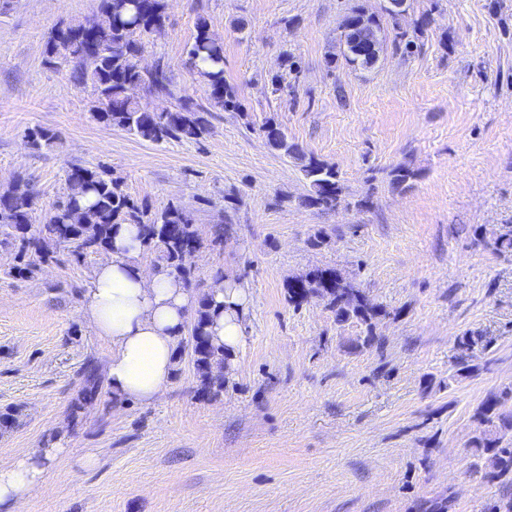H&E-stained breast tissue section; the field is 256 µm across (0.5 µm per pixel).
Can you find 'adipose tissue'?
<instances>
[{
    "mask_svg": "<svg viewBox=\"0 0 512 512\" xmlns=\"http://www.w3.org/2000/svg\"><path fill=\"white\" fill-rule=\"evenodd\" d=\"M139 228L121 224L94 268L83 293V311L96 336L112 348L103 367L117 402L157 400L177 363V341L198 297L166 267L147 268L141 260ZM215 312L208 327L214 345L235 349L243 335L249 301L247 283L216 282ZM61 447L19 452L0 467V512H20L22 504L47 482L51 461Z\"/></svg>",
    "mask_w": 512,
    "mask_h": 512,
    "instance_id": "adipose-tissue-1",
    "label": "adipose tissue"
}]
</instances>
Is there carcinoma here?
<instances>
[{"instance_id": "obj_1", "label": "carcinoma", "mask_w": 512, "mask_h": 512, "mask_svg": "<svg viewBox=\"0 0 512 512\" xmlns=\"http://www.w3.org/2000/svg\"><path fill=\"white\" fill-rule=\"evenodd\" d=\"M164 22V0H100L92 17L63 22L52 29L44 47L45 61L52 67L69 68L74 83L91 88L90 112L96 121L151 142L198 141L209 133L212 113L240 110L238 91L224 77V42L213 36L208 19L202 15L187 54L207 88L208 105L183 94L172 70L163 62H157L150 71L143 70L139 64L145 49L141 36L162 28ZM359 23L382 40L377 15L355 6L340 25L341 57L354 69H368L374 63L348 47L350 33ZM133 86L151 96L174 100V107L162 112L151 109L130 94ZM262 132L273 150L299 161L308 181L302 204L321 211L336 209L344 185L335 166L304 152L273 122H265ZM27 138L32 149L40 150L53 144L56 134L38 126L29 130ZM391 176L392 185L398 188L416 178L417 172L399 165ZM35 199L30 180L21 176L0 190V243L12 248L11 275L31 276L41 265L55 261L53 244L69 248L77 260L105 251L112 242L114 226L136 224L144 250L156 253L158 263L189 285L194 254L207 244H221L224 237V225L219 224L211 239L204 240L193 213L178 204L170 203L156 211L137 204L119 181L101 168L71 165L66 171L65 192L42 224L34 223ZM310 296L325 299L338 322L356 319L367 324L376 315L367 297L332 268L316 269L288 286L289 300L294 303ZM211 303L210 294L200 295L187 326L188 336L180 339L178 350H190L200 389L215 397L224 391V369L231 354L210 339ZM81 376L83 387L74 405L77 410L93 402L103 384L93 363L84 365ZM508 400H512L511 386L487 397L477 408L478 434L471 438L470 446L491 456V470L483 477L512 483V411L504 409Z\"/></svg>"}]
</instances>
